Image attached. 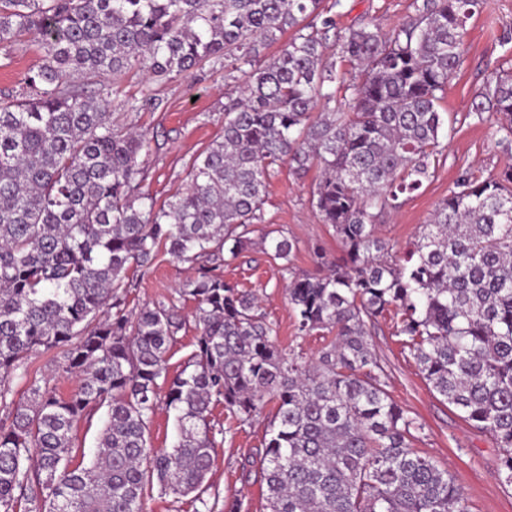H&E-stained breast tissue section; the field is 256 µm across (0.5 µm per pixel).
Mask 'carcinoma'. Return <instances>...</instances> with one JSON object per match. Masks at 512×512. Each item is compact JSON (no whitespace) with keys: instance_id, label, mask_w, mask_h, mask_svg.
Masks as SVG:
<instances>
[{"instance_id":"obj_1","label":"carcinoma","mask_w":512,"mask_h":512,"mask_svg":"<svg viewBox=\"0 0 512 512\" xmlns=\"http://www.w3.org/2000/svg\"><path fill=\"white\" fill-rule=\"evenodd\" d=\"M323 3L0 0V52L24 36L42 51L24 91L0 93V512H143L155 485L202 492L216 403L242 422L273 404L264 512H469L448 470L412 448L423 426L382 380L369 327L391 308L424 379L494 437L512 485V165L461 175L403 259H387L376 236L443 155L439 102L482 0H413L387 35L351 28L337 44L358 71L349 79L324 60L333 22ZM207 61L235 82L223 135L157 209L142 192L146 135L112 126L103 91L68 81L115 84L131 69L170 80ZM488 112L497 144L512 149L511 72L477 91L469 115L482 123ZM285 163L320 168L311 206L344 252L335 261L319 249V272L298 274L294 242L283 230L270 237L298 333L332 335L314 361L280 348L257 298L220 273L252 244L268 179ZM162 248L194 269L177 293L196 303L195 350L171 378L180 319L164 306L122 308L129 272ZM39 348L60 351L63 371L79 376L69 398L36 378L27 400L10 398V379ZM161 377L178 430L170 448L148 441ZM101 408L87 462L72 431Z\"/></svg>"}]
</instances>
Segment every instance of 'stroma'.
I'll use <instances>...</instances> for the list:
<instances>
[{"mask_svg": "<svg viewBox=\"0 0 512 512\" xmlns=\"http://www.w3.org/2000/svg\"><path fill=\"white\" fill-rule=\"evenodd\" d=\"M412 2L341 0L333 10L335 33L345 35L363 19L377 25L382 33H390L412 15ZM509 32L512 0H484L481 10L468 21L464 65L440 103L441 111L448 114L451 129L444 155L433 177L409 195L398 211L383 215L377 225V236L394 255H404L411 248L420 224L447 197L463 170L488 177L512 161V154L496 145V116L479 123L468 115L478 89L496 72L512 68V54H507L501 45L502 36ZM41 59L34 41L27 39L16 44L9 58L0 57V92L21 90L25 75L36 69ZM98 86L110 92L113 125H132L146 133L150 148L142 190L156 205H163L186 188L192 160L223 133L224 94L228 89L223 65L208 62L168 82L149 79L135 69L123 75L119 83L106 78ZM150 96L161 100L160 108L144 106V99ZM131 102L139 103L137 113H129L127 105ZM319 176L320 170L315 166L302 174L281 166L268 181L265 221L257 225L252 247L223 270L225 280L257 295L267 321L278 331L281 347L309 360L318 357L330 337L320 331L299 335L279 265L265 253L262 239L268 231L284 228L295 243L291 264L299 273L316 272L314 245H321L333 258H342L332 229L319 222L311 207V191ZM187 270V264L160 253L150 268L131 273L125 299L127 312L160 304L173 309L182 319L184 326L168 356L169 371L173 374L190 357L197 334L195 304L177 294ZM370 332L371 346L386 370L388 392L423 425L412 441L413 448L448 467L467 499L470 512H512V486L499 475V450L494 438L471 427L432 390L400 337L395 336L393 313L377 318ZM60 360L61 354L56 350L34 353L28 360L27 375H15L10 382L13 397H25L26 379L30 376L55 388L61 396H70L79 380L63 373ZM212 418L221 433L208 476L210 488L203 501L156 489L146 498L144 512H224L225 502L236 498L249 504V512H263L265 484L258 460L266 438V417L243 424L219 405L213 409Z\"/></svg>", "mask_w": 512, "mask_h": 512, "instance_id": "1", "label": "stroma"}]
</instances>
